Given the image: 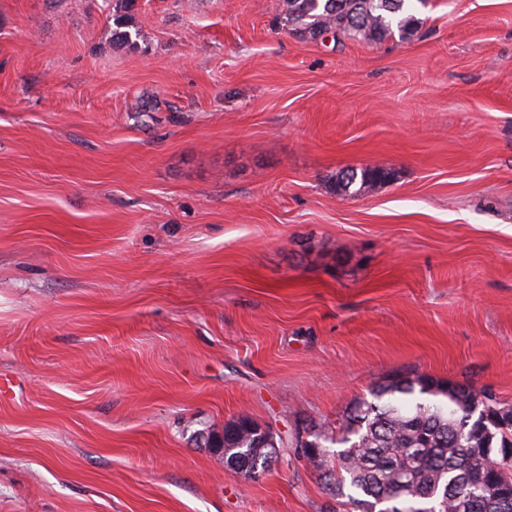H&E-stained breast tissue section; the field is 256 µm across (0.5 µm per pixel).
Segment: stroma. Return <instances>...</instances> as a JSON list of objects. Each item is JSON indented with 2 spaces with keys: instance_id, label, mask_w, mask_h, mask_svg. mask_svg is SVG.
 Instances as JSON below:
<instances>
[{
  "instance_id": "obj_1",
  "label": "stroma",
  "mask_w": 512,
  "mask_h": 512,
  "mask_svg": "<svg viewBox=\"0 0 512 512\" xmlns=\"http://www.w3.org/2000/svg\"><path fill=\"white\" fill-rule=\"evenodd\" d=\"M0 0V512H353L294 453L395 374L512 403V0ZM396 178L337 196L348 167ZM246 416L260 477L200 446ZM427 0H283L284 19L291 30L315 36L332 28L336 38L347 37L368 43L395 35L403 38L416 29L413 13Z\"/></svg>"
}]
</instances>
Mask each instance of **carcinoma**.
Instances as JSON below:
<instances>
[{"label": "carcinoma", "mask_w": 512, "mask_h": 512, "mask_svg": "<svg viewBox=\"0 0 512 512\" xmlns=\"http://www.w3.org/2000/svg\"><path fill=\"white\" fill-rule=\"evenodd\" d=\"M292 30L314 36L331 28L336 38L380 42L416 29L414 11L426 0H283ZM394 173L350 167L336 173V194L356 198L382 188ZM345 410L336 429L315 423L298 458L323 474L324 488L348 498L356 512H377L383 500L397 512H512V404L485 390L434 380L385 381ZM228 466L244 455L266 471L279 450L247 417L224 425ZM336 446L338 451H330Z\"/></svg>", "instance_id": "cac0c4a2"}]
</instances>
